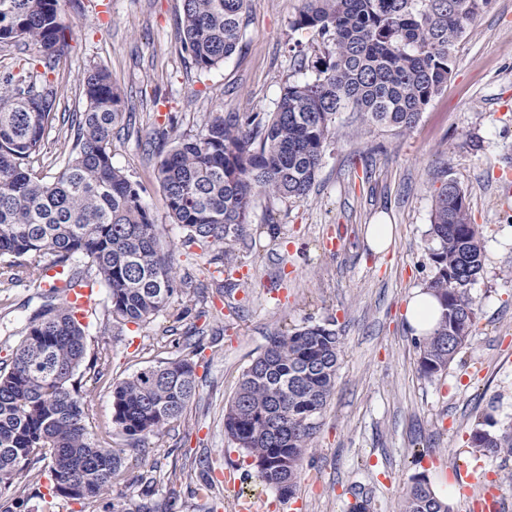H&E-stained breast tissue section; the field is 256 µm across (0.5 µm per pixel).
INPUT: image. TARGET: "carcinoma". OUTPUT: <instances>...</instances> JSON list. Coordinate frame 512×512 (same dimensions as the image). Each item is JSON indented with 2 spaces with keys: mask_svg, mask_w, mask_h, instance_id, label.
<instances>
[{
  "mask_svg": "<svg viewBox=\"0 0 512 512\" xmlns=\"http://www.w3.org/2000/svg\"><path fill=\"white\" fill-rule=\"evenodd\" d=\"M491 0H302L291 21L327 48L311 81L290 82L271 112H230L206 120L165 149L152 139L158 178L186 244L218 250L221 263L245 240L255 197L303 199L311 189L336 119L356 112L372 124L412 128L447 85L455 43ZM246 0H182L177 39L200 70L224 63L238 47ZM24 39L37 47L43 83L0 74V284L36 278L48 284L43 304L21 330L9 369L0 368V489L23 492L35 466L50 459L51 497L89 504L109 496L125 475L124 450L95 441L75 375L84 362L86 326L63 302L54 279L90 281L105 291V314L120 324L166 316L186 320L192 308L171 307L183 292L164 251L142 188L112 164V134L126 106L123 90L93 66L81 81V112H60L48 81L66 54L58 0H0V44ZM67 134L62 169L48 178L30 167L46 131ZM430 235L434 276L427 289L442 312L433 335L418 342V369L443 374L477 329L468 284L483 267L482 232L464 191L449 179L438 192ZM62 272L42 276L37 259ZM181 354L145 367L112 389V424L129 445L162 440L196 394L194 357L203 338L186 337ZM341 339L334 322L306 324L269 337L243 371L224 407V433L255 461L257 485L283 500L297 479L336 382ZM476 456H512V425L490 415L470 433ZM137 512H176L173 494L156 496L157 479L139 477ZM402 512H450L427 477H411Z\"/></svg>",
  "mask_w": 512,
  "mask_h": 512,
  "instance_id": "1",
  "label": "carcinoma"
}]
</instances>
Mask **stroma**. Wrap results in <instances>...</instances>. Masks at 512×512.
<instances>
[{"label":"stroma","mask_w":512,"mask_h":512,"mask_svg":"<svg viewBox=\"0 0 512 512\" xmlns=\"http://www.w3.org/2000/svg\"><path fill=\"white\" fill-rule=\"evenodd\" d=\"M301 0H248L244 37L220 66L197 69L176 40L181 0H60L68 49L55 75L62 110L80 112L90 66L106 68L125 91L123 134L112 139V163L141 185L142 198L168 245L185 291L174 307L192 314L178 336L200 334L197 390L163 443H143L112 490L114 501H141L138 477L153 471L162 492L175 493L179 512H241L224 482L241 477L251 460L224 435V406L244 369L269 336L307 323L335 322L342 353L335 389L307 454L295 495L299 512H346L355 490H368L375 512H400L412 475L427 476L452 512H477L484 486L496 481L502 512H512V456L474 458V418L491 410L512 423V196L500 193V173L512 168V0H491L456 43L452 73L417 124L406 131L342 113L315 182L303 201L256 197L245 242L235 245L230 275L217 273L213 251L187 245L171 223L158 176L154 130L193 134L214 113L269 112L286 81L313 78L324 54L311 32L290 27ZM309 68L296 70L295 50ZM464 191L484 234L483 269L470 284L480 332L448 370L428 379L405 319L413 290L432 278L428 236L434 199L447 180ZM277 232H270V225ZM371 224L392 227V242L376 252ZM37 281L0 286V366L9 364L19 331L40 304ZM87 356L110 360L104 377L88 366L76 374L86 422L106 446L128 442L112 427V388L140 369L176 357L165 345L164 317L141 324L107 322L96 301ZM427 456L413 462L419 449ZM217 481L196 494L203 468ZM474 476L469 495L451 478ZM40 475L13 512H83L78 501L46 494Z\"/></svg>","instance_id":"1"}]
</instances>
